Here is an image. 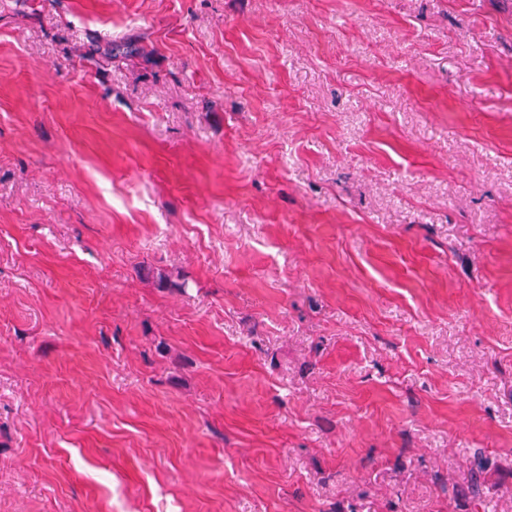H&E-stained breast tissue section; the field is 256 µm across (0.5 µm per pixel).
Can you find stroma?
Here are the masks:
<instances>
[{"instance_id": "obj_1", "label": "stroma", "mask_w": 512, "mask_h": 512, "mask_svg": "<svg viewBox=\"0 0 512 512\" xmlns=\"http://www.w3.org/2000/svg\"><path fill=\"white\" fill-rule=\"evenodd\" d=\"M0 512H512V0H0Z\"/></svg>"}]
</instances>
